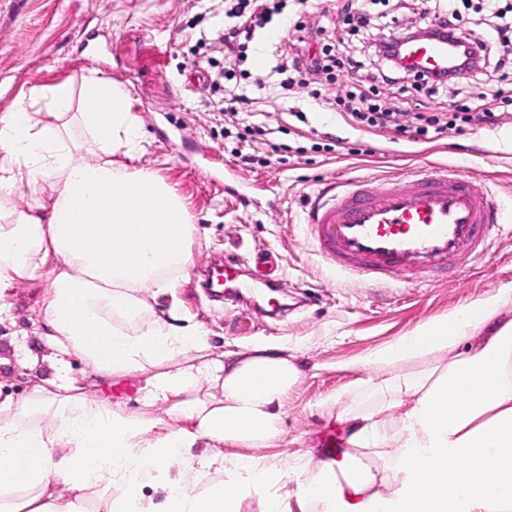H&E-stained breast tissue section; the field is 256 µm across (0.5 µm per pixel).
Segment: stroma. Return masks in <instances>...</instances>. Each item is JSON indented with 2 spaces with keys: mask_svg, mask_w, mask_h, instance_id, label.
Masks as SVG:
<instances>
[{
  "mask_svg": "<svg viewBox=\"0 0 512 512\" xmlns=\"http://www.w3.org/2000/svg\"><path fill=\"white\" fill-rule=\"evenodd\" d=\"M224 25V0H0V117L35 87H80L89 73L111 79L130 95L144 134L133 167L152 172L182 199L190 216L192 265L178 275V310L206 334L216 352L280 347L295 355L302 376L288 394L282 438L268 448L221 444L225 462L249 457L287 463L308 452L323 457L338 434L337 406L365 408L375 397L361 359L417 326L488 298L512 292V236L497 239L487 258L462 277L383 288L357 285L317 255L303 232L306 198L322 182L370 174L394 179L420 161L458 167L478 178L512 217V110L492 128L451 134L417 145L359 131L311 101L298 87L281 97L259 90L245 62L238 87L253 98L256 122L290 147L285 163L241 169L236 138L224 135L219 94L198 87L191 61L196 43ZM305 112L299 121L295 110ZM343 140L338 152L318 149L321 134ZM277 256L278 298L270 317L255 297L215 301L200 286L214 258L251 261L255 251ZM57 264L49 258V269ZM47 273L19 283L0 320V384L28 393L35 376L50 375L44 310L52 290ZM68 374L88 394L128 410L139 408L143 377L97 380L90 365L70 358Z\"/></svg>",
  "mask_w": 512,
  "mask_h": 512,
  "instance_id": "35a3bbf8",
  "label": "stroma"
}]
</instances>
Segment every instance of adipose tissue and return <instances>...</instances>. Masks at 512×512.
<instances>
[{
    "instance_id": "1",
    "label": "adipose tissue",
    "mask_w": 512,
    "mask_h": 512,
    "mask_svg": "<svg viewBox=\"0 0 512 512\" xmlns=\"http://www.w3.org/2000/svg\"><path fill=\"white\" fill-rule=\"evenodd\" d=\"M102 116L93 117L88 104ZM52 112L44 121L42 109ZM81 129L84 140L73 131ZM128 92L91 75L80 89H33L0 117V309L14 286L56 257L45 307L54 373L21 399L0 394V512H88L100 486L119 498L104 512H502L512 505V295L424 323L367 354L381 403L336 415L335 458L283 469L227 468L219 444L250 448L282 434L301 370L277 348L213 356L178 310L149 320L191 262V224L159 177L129 168L142 150ZM123 163H116L115 155ZM52 187L49 202L30 190ZM106 380L142 375L130 413L89 399L66 375L69 355ZM429 368L395 373L398 363ZM165 405L163 415L153 409ZM50 417L43 432L33 421ZM214 452L196 454L199 441ZM383 458L362 466L363 452ZM460 458L457 466L449 458ZM179 463L183 476L172 478ZM166 490L157 502L144 485Z\"/></svg>"
}]
</instances>
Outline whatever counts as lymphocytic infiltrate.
Returning <instances> with one entry per match:
<instances>
[{
	"label": "lymphocytic infiltrate",
	"instance_id": "1",
	"mask_svg": "<svg viewBox=\"0 0 512 512\" xmlns=\"http://www.w3.org/2000/svg\"><path fill=\"white\" fill-rule=\"evenodd\" d=\"M300 9L292 24L286 25L280 41L298 38L299 41L313 44L314 52L288 57L286 62L271 66V73L280 75L279 86L291 90L299 86L310 89L313 99H321V86L336 82L339 76L359 71L360 60L347 54L340 48L341 39L331 33L327 27L314 22L313 14L318 10L317 0H297ZM486 9L494 23L488 40L473 38L456 10L444 8L428 15L429 26L435 33L449 36L453 44L462 46L463 54L452 62L444 72H422L417 76L419 87L428 92L453 90L456 98L444 113L418 112L412 124H402L396 110L381 103L378 87L382 84L397 86L399 94H406L407 86L399 82L401 65L388 56L386 46L374 45V36L370 31V11L357 0H349L343 14L342 23L345 34L362 37L370 43L373 55L379 56L377 74L371 77L369 87L351 90L336 97L333 103L347 124L357 125L373 131H391L409 136L412 140H432L450 132L490 126L497 122V109L512 108V98L493 93L497 109L474 110L462 100L464 80L477 79L488 69L490 54L494 45L512 42V17L497 8L495 0H484ZM278 0H226L224 15L231 24L226 30L217 31L215 41L224 51V75L233 78L235 67L244 59L256 29L264 28L274 14L279 13ZM250 98L241 94H228L224 97V117L228 121L224 129L225 136L240 141H258L266 139L268 129L259 125L244 123L241 112L247 110Z\"/></svg>",
	"mask_w": 512,
	"mask_h": 512
}]
</instances>
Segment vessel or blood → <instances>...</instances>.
Returning a JSON list of instances; mask_svg holds the SVG:
<instances>
[{
	"instance_id": "obj_1",
	"label": "vessel or blood",
	"mask_w": 512,
	"mask_h": 512,
	"mask_svg": "<svg viewBox=\"0 0 512 512\" xmlns=\"http://www.w3.org/2000/svg\"><path fill=\"white\" fill-rule=\"evenodd\" d=\"M447 41L413 45L404 79L448 65ZM305 230L315 251L354 281L377 287L430 276L464 274L505 231L501 208L475 180L448 166L422 164L383 181L354 176L324 182L307 198ZM239 262L225 258L218 285L243 295Z\"/></svg>"
}]
</instances>
